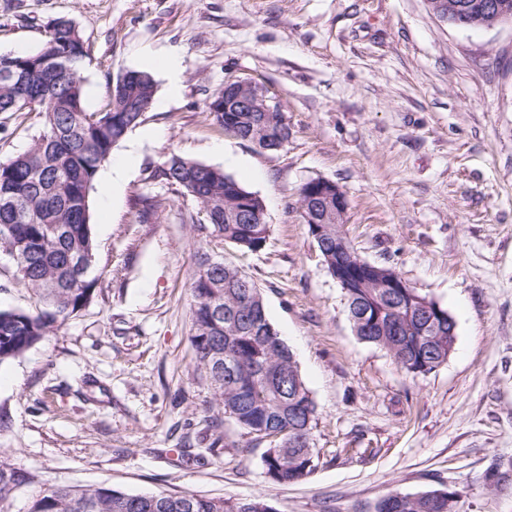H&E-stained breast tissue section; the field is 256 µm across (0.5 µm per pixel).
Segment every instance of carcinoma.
I'll return each instance as SVG.
<instances>
[{
	"instance_id": "obj_1",
	"label": "carcinoma",
	"mask_w": 512,
	"mask_h": 512,
	"mask_svg": "<svg viewBox=\"0 0 512 512\" xmlns=\"http://www.w3.org/2000/svg\"><path fill=\"white\" fill-rule=\"evenodd\" d=\"M44 48L35 54H0V112H38L42 131L31 147L0 163V238L16 247L17 277L35 291L40 308L32 314L0 308V365L43 341L88 304L99 277L77 278L75 256L95 266L90 193L112 151L141 123L154 103L156 81L129 70L112 85L101 112L83 104L81 74L86 57L80 31L70 19L47 26ZM211 100L208 111L224 132L252 142L255 112H226ZM273 134L266 150L283 148L290 136L282 112L266 114ZM154 176L193 196L211 236L241 251L261 250L269 237L261 198L223 170L171 155ZM244 199L253 223L235 219ZM330 273L336 263L360 259L346 236L328 225L315 240ZM214 258L203 253L191 283L193 335L198 364L205 368L222 352L237 374L214 381L216 405L252 440L268 445L265 474L275 485L294 484L314 467L313 422L316 404L293 353L269 319L260 289L244 287L246 276L226 264L210 272ZM349 321L356 337L380 347L406 373L425 375L448 362L456 337L448 335V309L414 288L397 295L389 288H349ZM31 476L0 458V512H11L16 487ZM192 508L171 507L169 494H131L107 486L45 487L28 498L26 512H264L263 497L203 498L186 493ZM374 512H448V495L436 489L420 496L393 491Z\"/></svg>"
}]
</instances>
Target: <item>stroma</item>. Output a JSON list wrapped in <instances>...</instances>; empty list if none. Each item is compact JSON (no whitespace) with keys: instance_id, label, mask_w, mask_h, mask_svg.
Masks as SVG:
<instances>
[{"instance_id":"35a3bbf8","label":"stroma","mask_w":512,"mask_h":512,"mask_svg":"<svg viewBox=\"0 0 512 512\" xmlns=\"http://www.w3.org/2000/svg\"><path fill=\"white\" fill-rule=\"evenodd\" d=\"M60 17L87 50V111L105 108L127 70L152 74L157 92L112 152L129 161L120 191L91 193L93 299L0 365V455L39 488L261 496L276 512H373L394 490L449 488L459 512H512V487L484 484L492 466H512V24L457 28L426 0H0V51H39ZM236 79L279 104L283 149L214 125L207 105ZM41 129L37 113H0V161ZM173 154L263 199L262 250L201 228L197 201L153 175ZM318 177L345 192L359 255L454 317L447 364L413 376L357 340L298 209ZM143 196L157 205L148 223ZM203 252L261 288L312 392L314 468L299 483L267 480L266 444L216 407L195 359L190 284ZM0 308L36 309L1 252Z\"/></svg>"}]
</instances>
